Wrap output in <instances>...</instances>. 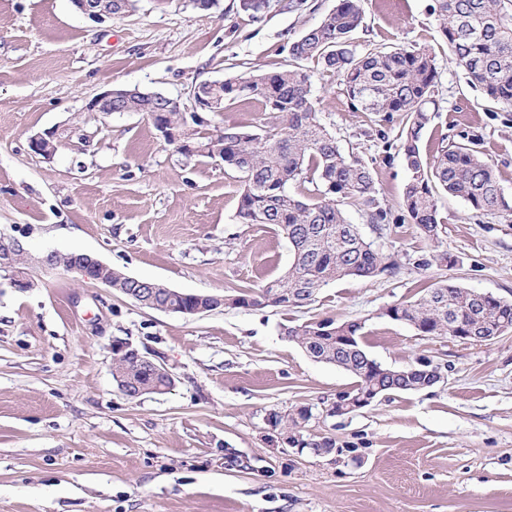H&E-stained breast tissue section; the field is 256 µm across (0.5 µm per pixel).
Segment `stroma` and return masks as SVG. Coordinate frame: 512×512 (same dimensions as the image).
<instances>
[{"mask_svg":"<svg viewBox=\"0 0 512 512\" xmlns=\"http://www.w3.org/2000/svg\"><path fill=\"white\" fill-rule=\"evenodd\" d=\"M336 0H139L98 23L72 0H0V231L35 254L88 252L179 292L228 293L280 276L291 246L272 225L241 224L239 174L222 159L185 157L141 112L88 104L138 88L192 109L204 80L275 70ZM433 0H362L358 51L426 47L436 110L422 154L462 130L478 134L512 198V112L485 101L439 37ZM314 95L344 151L376 159L372 124L330 77ZM68 130L52 158L36 134ZM377 161V159H376ZM375 187L398 207L400 156L377 161ZM440 244L414 224H368L346 206L395 276L346 278L302 308L224 307L197 316L152 310L56 268L21 292L0 277V512H512V330L483 343L420 335L384 316L421 287L448 280L512 302V223L439 195ZM451 264H443L440 254ZM428 268H418L419 259ZM364 322L383 364L428 359L445 380L353 414L323 409L353 379L313 361L284 334L309 321ZM166 368L167 393L125 397L112 345ZM312 405L305 439L335 440L339 463L282 449L271 412Z\"/></svg>","mask_w":512,"mask_h":512,"instance_id":"1","label":"stroma"}]
</instances>
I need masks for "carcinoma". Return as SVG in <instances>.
Instances as JSON below:
<instances>
[{
  "label": "carcinoma",
  "mask_w": 512,
  "mask_h": 512,
  "mask_svg": "<svg viewBox=\"0 0 512 512\" xmlns=\"http://www.w3.org/2000/svg\"><path fill=\"white\" fill-rule=\"evenodd\" d=\"M433 13L439 33L451 49L455 62L468 83L483 98L512 111V0H434ZM361 0H337L321 22L303 32L291 44L293 63L271 72L224 81L223 98L230 102L252 99L273 118L259 133L235 127L198 123L188 113L161 96L128 90L118 106L124 112L163 111L167 127L191 129L193 140L203 147L204 158L219 156L224 166L241 174L243 191L236 218L241 224H270L288 238L293 260L288 270L265 285L238 295L224 293H145L118 270L113 276L116 292L147 308L205 306L233 299L245 308H298L314 303L320 292L347 277L371 280L392 276L397 263L368 243L356 225L350 223L343 205L363 206L371 224H415L432 242L440 240L445 221L440 216L438 195L460 198L486 215L512 221L508 202L493 164L479 150L477 134L461 133L459 139L437 148L433 158H424L419 143L431 121L429 105L437 77L435 57L425 48L370 49L357 51L353 34L360 27ZM336 77L340 91L356 112L373 116L379 126L382 161H391L398 147L408 177L404 184L401 213L382 202L375 188L374 164L346 154L336 136L321 122L313 96L315 71ZM402 116L404 126L397 141L389 139L381 123ZM311 184L315 193L304 196L290 191V185ZM399 320L423 336H454L466 329L474 336H495L503 326L512 327V302L486 298L480 292L446 280L422 289L414 301L395 307ZM354 344L336 348V340L325 332L322 321L286 329L287 336L315 361L336 365L355 379L352 391L367 390L383 383L362 345V326L347 324ZM431 362L414 365L416 372L406 391L432 387L424 370ZM112 377L119 391L132 399L129 386L149 390L165 382L134 356L114 353ZM307 405L285 415L272 414L273 426L293 431L308 420Z\"/></svg>",
  "instance_id": "obj_1"
}]
</instances>
